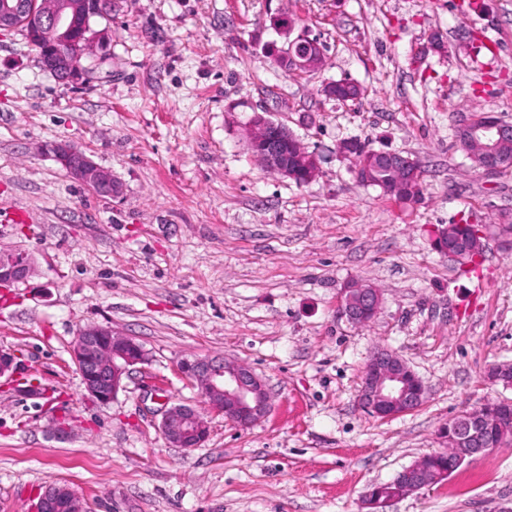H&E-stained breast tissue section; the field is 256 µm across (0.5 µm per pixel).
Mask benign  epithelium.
<instances>
[{
  "label": "benign epithelium",
  "mask_w": 512,
  "mask_h": 512,
  "mask_svg": "<svg viewBox=\"0 0 512 512\" xmlns=\"http://www.w3.org/2000/svg\"><path fill=\"white\" fill-rule=\"evenodd\" d=\"M102 15L101 0H0V32L26 29L29 38L53 45L41 57L44 70L67 84H81L93 67L86 45L104 43L109 33L92 28L91 20ZM285 37L276 48V59L285 72H311L324 61L319 40L306 35L290 38L291 30L279 29ZM324 93L340 100L355 99L360 87L353 83L329 84ZM252 154L270 171L297 183L312 181L320 169V156L299 152L284 162L279 156L281 146L296 140L287 125L274 121L268 113H255L245 129ZM464 142L475 147L470 158L486 171L501 168L507 159L506 147L512 145V129L501 121L489 118L465 123ZM50 152L57 164L70 176L91 189L97 196L112 198L120 187L112 172L98 165L91 155L69 144L58 143ZM375 166L393 177L389 189L395 190L404 181L420 178L417 159L399 152L384 151ZM457 225H443L434 234L436 248L465 268L479 264L482 253L469 247L453 250L448 242L456 238ZM33 257L26 251L0 248V288L25 283L35 274ZM382 303L379 289L364 282H354L343 289L339 311L356 324L372 320ZM75 364H87L91 370L80 373L85 392L100 403L111 402L124 388L131 368L148 360L146 350L134 337L118 334L106 324L81 329L71 350ZM178 370L200 393L209 398L210 409L238 427L250 428L265 419L271 411V399L265 381L248 365L219 357L183 359ZM413 370L399 356L379 349L371 356L365 370L361 402L372 414L393 418L416 409L423 402V388L409 387L407 379ZM492 407L464 416L452 425L441 440L448 443V453L465 449L470 458L490 451L484 439V428ZM159 430L168 446L189 450L201 446L210 427L194 407L174 405L164 411ZM422 461L403 471L404 492L429 486L422 473Z\"/></svg>",
  "instance_id": "7a95c632"
}]
</instances>
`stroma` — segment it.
Segmentation results:
<instances>
[{"mask_svg":"<svg viewBox=\"0 0 512 512\" xmlns=\"http://www.w3.org/2000/svg\"><path fill=\"white\" fill-rule=\"evenodd\" d=\"M112 0L108 60L74 88L43 70L21 30L0 33V248L37 273L0 290V512H31L68 486L88 512H366L363 495L442 450L439 429L487 399L512 362V249L489 240L466 272L432 245L435 225L512 224V168L476 170L459 117L512 123V0ZM291 18L325 64L290 74L272 27ZM365 94L338 103L326 83ZM269 111L320 158L299 185L266 170L243 129ZM416 157L424 195L407 206L360 186L339 141ZM69 142L112 172L98 197L49 154ZM374 284L368 324L341 317V290ZM136 337L112 402L91 401L71 358L80 329ZM421 378L417 409L390 419L359 403L370 353ZM226 357L265 381L272 408L243 429L182 377L184 358ZM210 424L190 450L166 444L172 404ZM385 512H512V445Z\"/></svg>","mask_w":512,"mask_h":512,"instance_id":"obj_1","label":"stroma"}]
</instances>
